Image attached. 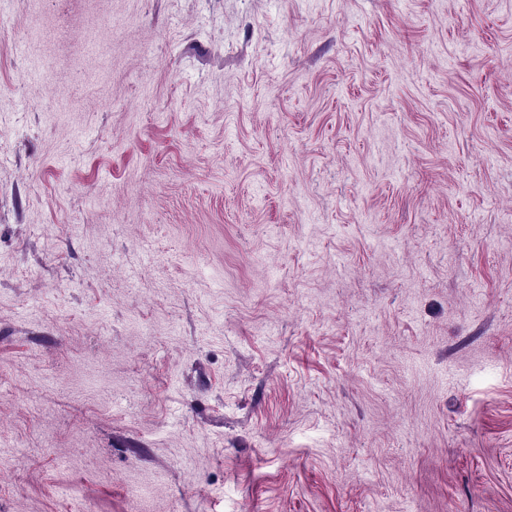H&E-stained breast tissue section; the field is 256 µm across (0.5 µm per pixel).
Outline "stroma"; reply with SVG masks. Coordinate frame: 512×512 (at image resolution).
Listing matches in <instances>:
<instances>
[{"label": "stroma", "mask_w": 512, "mask_h": 512, "mask_svg": "<svg viewBox=\"0 0 512 512\" xmlns=\"http://www.w3.org/2000/svg\"><path fill=\"white\" fill-rule=\"evenodd\" d=\"M0 512H512V0H0Z\"/></svg>", "instance_id": "1"}]
</instances>
